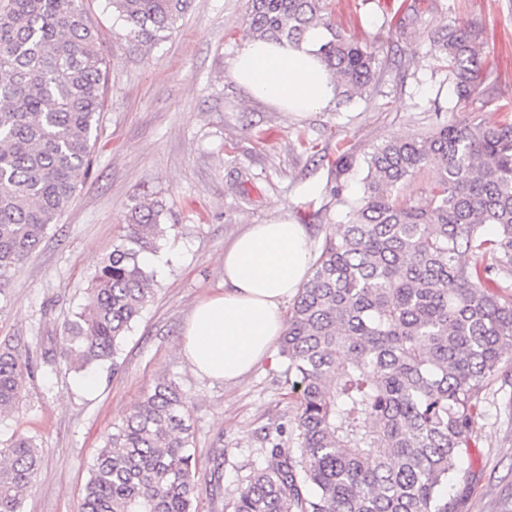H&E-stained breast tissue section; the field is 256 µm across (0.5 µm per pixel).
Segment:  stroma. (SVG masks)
Segmentation results:
<instances>
[{"label":"stroma","mask_w":512,"mask_h":512,"mask_svg":"<svg viewBox=\"0 0 512 512\" xmlns=\"http://www.w3.org/2000/svg\"><path fill=\"white\" fill-rule=\"evenodd\" d=\"M247 6L191 0L177 29L145 47L115 22L108 0H85L105 58L92 174L41 247L0 281V342L21 339L34 367L17 409L0 417V441L22 433L42 449L23 512H80L104 433L163 381L187 395L196 512H224L262 462L264 430L292 425L298 407L279 353L243 379L221 382L195 376L179 350L195 302L224 287L225 249L285 201L320 252L346 221L339 197L361 196L364 159L375 146L463 115L491 126L512 102V0H327L336 26L373 51L376 74L361 98L299 116L248 98L229 74L251 37ZM461 20L482 29L496 63L493 91L463 115L453 109L434 41L439 27ZM343 148L353 165L340 175ZM142 198L166 206V232L143 256L155 294L115 364L78 369L61 354L62 327ZM459 467L469 475L449 490L462 500L459 512H512V384L487 390ZM216 471L219 497L210 491Z\"/></svg>","instance_id":"1"}]
</instances>
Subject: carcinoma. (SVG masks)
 I'll list each match as a JSON object with an SVG mask.
<instances>
[{
  "label": "carcinoma",
  "instance_id": "obj_1",
  "mask_svg": "<svg viewBox=\"0 0 512 512\" xmlns=\"http://www.w3.org/2000/svg\"><path fill=\"white\" fill-rule=\"evenodd\" d=\"M248 29L319 50L351 100L374 79L373 52L335 28L325 0H249ZM190 0H109L143 46L164 38ZM456 96L487 90L493 62L480 28L435 33ZM104 57L84 0H0V280L41 245L92 170L104 107ZM487 127L463 120L388 140L365 159L363 193L312 263L280 340L298 411L265 434L263 462L239 482L231 512H457L448 484L472 443L482 395L512 354V105ZM430 168V196H403ZM164 205L138 200L129 233L91 279L63 328L62 353L85 368L115 357L154 294L142 263L164 232ZM31 367L0 344V414L19 402ZM186 395L173 382L145 394L91 465L81 512H195L196 458ZM296 434L298 447L281 441ZM0 512H22L42 458L17 434L0 447Z\"/></svg>",
  "mask_w": 512,
  "mask_h": 512
}]
</instances>
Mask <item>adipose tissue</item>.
<instances>
[{
  "mask_svg": "<svg viewBox=\"0 0 512 512\" xmlns=\"http://www.w3.org/2000/svg\"><path fill=\"white\" fill-rule=\"evenodd\" d=\"M323 28L297 43L247 41L230 66L233 81L251 98L281 112H317L336 103V82L319 49ZM281 203L279 217L250 225L224 253V291L198 302L186 323L181 352L191 370L213 380H235L269 356L285 326L282 305L310 272L303 225Z\"/></svg>",
  "mask_w": 512,
  "mask_h": 512,
  "instance_id": "1",
  "label": "adipose tissue"
}]
</instances>
